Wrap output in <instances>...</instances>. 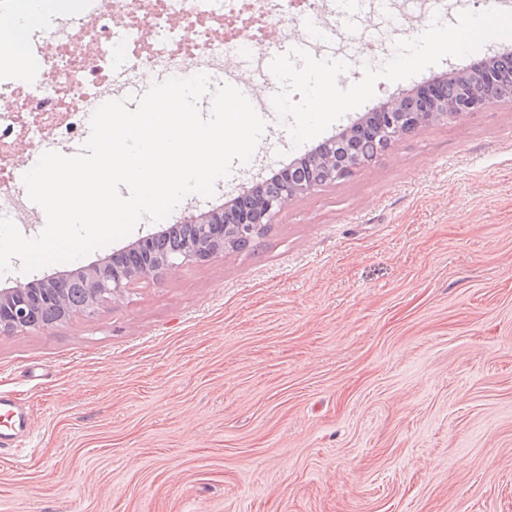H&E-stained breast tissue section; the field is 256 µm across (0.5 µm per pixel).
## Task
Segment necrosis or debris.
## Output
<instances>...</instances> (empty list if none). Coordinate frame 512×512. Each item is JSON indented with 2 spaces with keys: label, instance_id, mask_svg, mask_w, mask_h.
Masks as SVG:
<instances>
[{
  "label": "necrosis or debris",
  "instance_id": "1",
  "mask_svg": "<svg viewBox=\"0 0 512 512\" xmlns=\"http://www.w3.org/2000/svg\"><path fill=\"white\" fill-rule=\"evenodd\" d=\"M293 7V0H124L123 26L113 27L109 14H85L83 5L70 8L81 16L71 35L56 30L57 10L42 11L39 34L50 53L44 62L49 77H16L0 85V132L37 140L51 126L67 140L85 121L87 106L110 86L115 62L130 74L141 68L179 71L187 64L206 70L223 65L229 52L240 49L245 38L262 37ZM94 41L91 57L76 56L78 39Z\"/></svg>",
  "mask_w": 512,
  "mask_h": 512
}]
</instances>
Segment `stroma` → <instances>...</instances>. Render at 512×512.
Here are the masks:
<instances>
[{"label": "stroma", "mask_w": 512, "mask_h": 512, "mask_svg": "<svg viewBox=\"0 0 512 512\" xmlns=\"http://www.w3.org/2000/svg\"><path fill=\"white\" fill-rule=\"evenodd\" d=\"M483 0H336L285 16L248 47L277 53L330 31L318 59L374 58L426 18ZM493 39L401 81L323 132L331 139L397 93L496 53ZM270 120L251 165L212 196L77 262L105 261L191 214L223 207L304 157ZM28 412L0 456V512H512V103L441 121L351 176L291 202L242 252L170 269L93 315L0 334V393Z\"/></svg>", "instance_id": "obj_1"}]
</instances>
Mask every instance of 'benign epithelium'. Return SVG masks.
Returning a JSON list of instances; mask_svg holds the SVG:
<instances>
[{"label":"benign epithelium","instance_id":"7a95c632","mask_svg":"<svg viewBox=\"0 0 512 512\" xmlns=\"http://www.w3.org/2000/svg\"><path fill=\"white\" fill-rule=\"evenodd\" d=\"M452 78L458 82L459 104L450 109L430 106L419 112H408L403 107L404 97L399 95L390 96L374 109L378 120L373 157L383 155L398 141L436 122L480 111L493 99L512 101V94L497 91L495 78L489 73L484 76L480 90L474 89L467 74L459 70L436 78L432 89L436 92L447 89ZM312 163L321 171V178L316 181H300L292 168L287 167L267 183V194L255 203H250L245 194L225 203L220 211L191 215L182 224L165 230L168 234L184 227L189 229V234L181 248L159 263L125 261V257L140 253L141 247L158 241V236L153 235L113 254L105 263L1 289L0 334L48 330L77 316H89L103 302L119 301L137 285L157 282L169 269L208 261L237 248L241 242L252 244L288 202L326 182L343 179L364 165L359 156L347 153L341 158L331 147L328 152L315 156Z\"/></svg>","mask_w":512,"mask_h":512}]
</instances>
